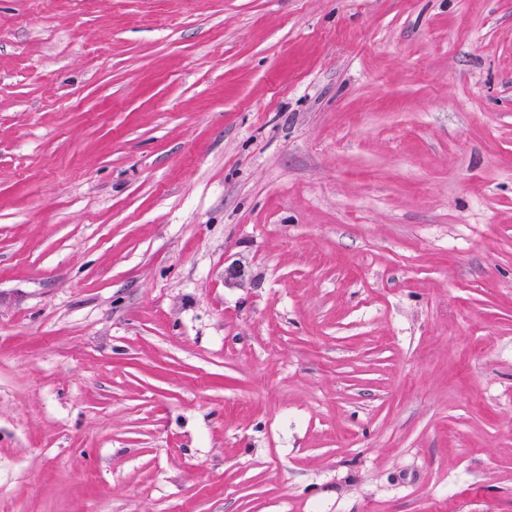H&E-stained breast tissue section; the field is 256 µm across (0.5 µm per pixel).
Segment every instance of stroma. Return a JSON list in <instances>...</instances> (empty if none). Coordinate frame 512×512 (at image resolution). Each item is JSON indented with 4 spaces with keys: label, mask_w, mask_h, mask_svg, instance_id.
I'll return each instance as SVG.
<instances>
[{
    "label": "stroma",
    "mask_w": 512,
    "mask_h": 512,
    "mask_svg": "<svg viewBox=\"0 0 512 512\" xmlns=\"http://www.w3.org/2000/svg\"><path fill=\"white\" fill-rule=\"evenodd\" d=\"M0 512H512V0H0Z\"/></svg>",
    "instance_id": "stroma-1"
}]
</instances>
